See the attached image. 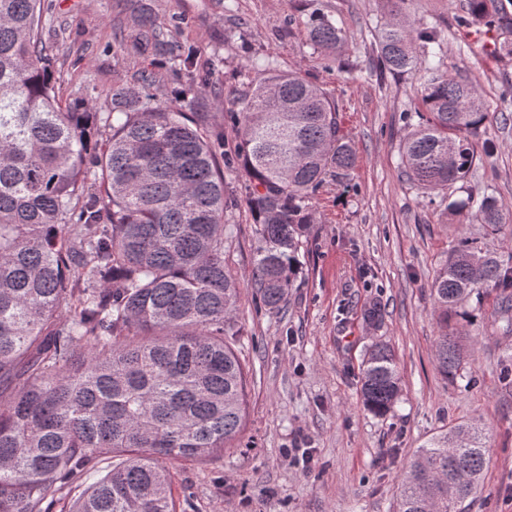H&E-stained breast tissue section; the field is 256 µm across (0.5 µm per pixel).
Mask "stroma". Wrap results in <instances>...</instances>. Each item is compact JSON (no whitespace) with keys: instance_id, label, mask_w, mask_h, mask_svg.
Listing matches in <instances>:
<instances>
[{"instance_id":"1","label":"stroma","mask_w":512,"mask_h":512,"mask_svg":"<svg viewBox=\"0 0 512 512\" xmlns=\"http://www.w3.org/2000/svg\"><path fill=\"white\" fill-rule=\"evenodd\" d=\"M402 12L436 29L421 55L475 83L489 112L467 181L439 195L419 191L398 167L405 116L420 109L428 73L377 76L386 0H44L42 39L62 93L102 102L113 82L152 73L154 91L180 93L220 156L235 144L236 102L266 64L297 67L336 101L357 150L350 187L331 182L316 193L318 221L298 252L302 270L277 310L251 286L258 234L247 178L224 172V264L239 281L226 339L247 375L246 417L222 455L170 463L184 512H395L412 454L466 423L486 435L483 479L466 512H512V329L501 291L486 288L465 303L467 359L452 380L437 368L431 295L459 239L512 262V223L493 232L448 211L467 190L494 193L512 210V58L463 39L465 0H405ZM317 14L340 29L339 58L308 43ZM146 16L170 43L194 50L195 67L137 45ZM373 305L381 318L372 325L364 312ZM378 340L394 350L403 384L383 416L366 410L360 394L361 364Z\"/></svg>"}]
</instances>
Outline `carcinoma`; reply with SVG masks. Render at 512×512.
Masks as SVG:
<instances>
[{
    "label": "carcinoma",
    "instance_id": "cac0c4a2",
    "mask_svg": "<svg viewBox=\"0 0 512 512\" xmlns=\"http://www.w3.org/2000/svg\"><path fill=\"white\" fill-rule=\"evenodd\" d=\"M392 16L376 67L398 75L434 42L424 23ZM40 0H0V512H177L164 460L206 461L240 434L246 372L224 340L238 282L224 265V168L249 181L258 224L253 287L280 308L297 253L317 223L326 179L351 180L357 163L336 102L296 70L269 69L239 99L234 154L217 158L180 97L140 84L112 86V107L60 94L39 37ZM467 27L512 33L499 0H467ZM307 38L329 58L343 46L329 19ZM138 43L163 44L146 21ZM418 121L398 147L406 180L426 191L468 176L471 137L488 120L476 84L428 66ZM496 228V196L448 203ZM512 288V267L466 238L431 292L445 377L464 356L448 331L482 288ZM402 392L397 358L381 341L363 362L361 397L384 416ZM486 448L459 424L407 464L397 512H463L479 487Z\"/></svg>",
    "mask_w": 512,
    "mask_h": 512
}]
</instances>
